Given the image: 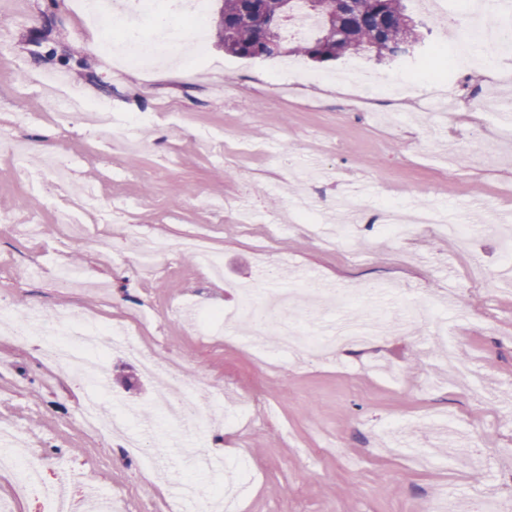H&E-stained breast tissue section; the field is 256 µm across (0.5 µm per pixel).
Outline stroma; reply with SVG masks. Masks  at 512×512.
Listing matches in <instances>:
<instances>
[{"label":"stroma","instance_id":"obj_1","mask_svg":"<svg viewBox=\"0 0 512 512\" xmlns=\"http://www.w3.org/2000/svg\"><path fill=\"white\" fill-rule=\"evenodd\" d=\"M409 14L429 23L412 54L372 62L381 91L360 108L353 87L321 86L351 60L304 56L241 58L225 53L212 22L220 0H202L206 43L190 60L115 71L87 47L92 23L78 0H0V144L40 140L71 162L66 185L33 195L26 171L0 151V306L56 321L82 315L115 330L134 329L158 367L207 381L208 414L192 430L160 411L163 377L137 359L94 349L97 373L73 377L49 360L46 337L18 341L0 332V432L16 435L0 452L23 449L41 485L19 492L0 470V504L44 512L64 489L74 512H197L199 492L220 487L225 471L245 489L232 512H419L423 502L464 504L475 490L512 500V114L491 107L512 94V52L495 75L478 65L447 73L450 115L433 109L429 62L435 42L454 35L414 0ZM102 102L117 120L144 112L140 152L123 153L76 119L58 126L39 90L46 71ZM92 183L101 211L87 237L71 241L58 214L75 186ZM215 200L200 205L194 192ZM358 197L349 219L334 203ZM403 213L423 205L439 224L393 236L386 203ZM206 236L220 258L212 277L199 256L173 251L139 266L131 242ZM80 281L59 288L60 268ZM293 302L284 319L319 337L341 322L359 342L316 360L276 354L278 336L249 344L244 288L264 289V267ZM348 290L327 307L316 291ZM194 308L177 321L173 304ZM420 308L411 329L400 326ZM464 351L481 384L461 386L448 371L444 340ZM130 422L142 451L125 453L113 436L80 422L88 399ZM468 446L451 457L447 446ZM212 451L199 472L192 448Z\"/></svg>","mask_w":512,"mask_h":512}]
</instances>
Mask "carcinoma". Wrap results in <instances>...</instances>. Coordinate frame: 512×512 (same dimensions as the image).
I'll use <instances>...</instances> for the list:
<instances>
[{
  "label": "carcinoma",
  "mask_w": 512,
  "mask_h": 512,
  "mask_svg": "<svg viewBox=\"0 0 512 512\" xmlns=\"http://www.w3.org/2000/svg\"><path fill=\"white\" fill-rule=\"evenodd\" d=\"M284 1L291 4V16L305 13L314 20L290 51L315 62L352 54L393 59L422 38L421 23L406 14L403 0H222L218 39L224 51L251 58L265 43L284 49L278 23Z\"/></svg>",
  "instance_id": "obj_1"
}]
</instances>
